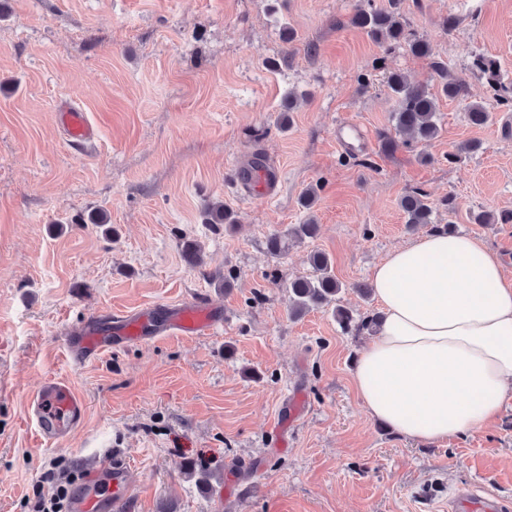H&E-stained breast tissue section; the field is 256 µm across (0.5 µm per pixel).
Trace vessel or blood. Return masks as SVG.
I'll return each instance as SVG.
<instances>
[{
	"label": "vessel or blood",
	"mask_w": 512,
	"mask_h": 512,
	"mask_svg": "<svg viewBox=\"0 0 512 512\" xmlns=\"http://www.w3.org/2000/svg\"><path fill=\"white\" fill-rule=\"evenodd\" d=\"M68 143L87 145L95 139V129L87 114L75 104H68L58 114ZM162 325L165 336H209L224 324L222 307L208 302L187 300L168 304L148 316L121 317L115 334L102 331L97 319L86 320L84 326L66 341L72 359L86 360L102 354L107 348L141 339L154 325ZM35 432L44 445L79 431L87 415V403L75 393L66 380H45L31 401ZM132 469L121 461L112 464V479L107 489L96 481L75 499L73 512H129L132 490ZM449 512H503L501 502L463 488L448 498Z\"/></svg>",
	"instance_id": "b4317fda"
}]
</instances>
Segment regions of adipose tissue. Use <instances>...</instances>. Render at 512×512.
I'll list each match as a JSON object with an SVG mask.
<instances>
[{
  "label": "adipose tissue",
  "instance_id": "ef3b65f1",
  "mask_svg": "<svg viewBox=\"0 0 512 512\" xmlns=\"http://www.w3.org/2000/svg\"><path fill=\"white\" fill-rule=\"evenodd\" d=\"M379 315L352 383L368 415L414 442L496 422L512 394V284L472 235L431 232L371 272Z\"/></svg>",
  "mask_w": 512,
  "mask_h": 512
}]
</instances>
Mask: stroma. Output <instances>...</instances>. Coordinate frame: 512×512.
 Wrapping results in <instances>:
<instances>
[{"mask_svg": "<svg viewBox=\"0 0 512 512\" xmlns=\"http://www.w3.org/2000/svg\"><path fill=\"white\" fill-rule=\"evenodd\" d=\"M358 4L0 0V512H30L56 463L107 487L116 457L135 474L130 512H438L469 484L512 506V398L488 428L406 441L354 390L367 334L344 332L328 310L288 313L289 280L312 276L321 251L341 305L374 315L358 285L431 230L404 226L399 201L416 187L434 203L456 195L457 213L437 209L433 224L483 239L512 282V224L470 218L512 210V107L471 68L483 54L512 83V0H403L407 36L429 42L493 119L472 126L461 102L440 98L439 137L389 154L379 147L393 130L388 74L433 91L440 77L356 27ZM291 91L300 100L287 115ZM63 101L95 125L92 146L67 143ZM470 141L479 150L448 164ZM256 152L278 175L272 193L233 178ZM210 201L233 211V229L207 224ZM95 210L112 233L87 223ZM308 219L314 239L268 252L270 237ZM186 239L202 245L203 266L185 261ZM195 298L224 308L213 335L68 355L67 335L88 316ZM49 377L67 379L88 415L47 447L28 409ZM189 460L214 470V490L187 476Z\"/></svg>", "mask_w": 512, "mask_h": 512, "instance_id": "obj_1", "label": "stroma"}]
</instances>
